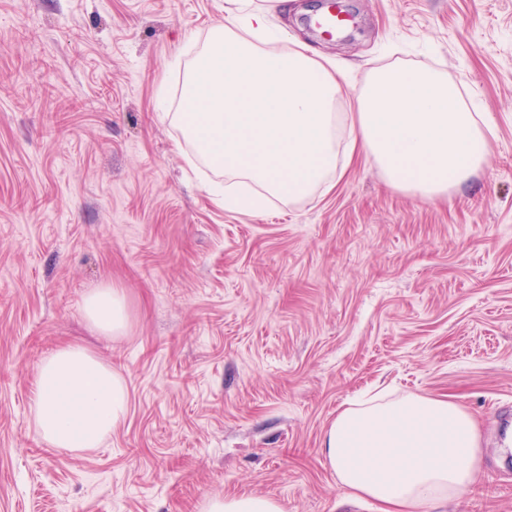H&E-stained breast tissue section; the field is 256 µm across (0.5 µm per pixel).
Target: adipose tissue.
<instances>
[{"mask_svg": "<svg viewBox=\"0 0 512 512\" xmlns=\"http://www.w3.org/2000/svg\"><path fill=\"white\" fill-rule=\"evenodd\" d=\"M270 11L255 0H225L188 63L180 109L161 110L194 156L223 171L212 194L226 209L257 213L270 200L293 203L330 189L363 151L395 189L447 195L486 166L493 119L465 103L443 69L390 63L370 70L353 112L337 102L347 69L287 35L270 37ZM85 315L100 331L126 324L124 295L99 288ZM123 381L81 347L41 364L31 413L57 448H96L126 414ZM321 452L337 481L377 512H438L473 482L482 462L474 416L456 402L409 393L349 401L326 428Z\"/></svg>", "mask_w": 512, "mask_h": 512, "instance_id": "obj_1", "label": "adipose tissue"}]
</instances>
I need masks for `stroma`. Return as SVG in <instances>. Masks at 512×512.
<instances>
[{
  "label": "stroma",
  "instance_id": "35a3bbf8",
  "mask_svg": "<svg viewBox=\"0 0 512 512\" xmlns=\"http://www.w3.org/2000/svg\"><path fill=\"white\" fill-rule=\"evenodd\" d=\"M334 39L288 0L270 20L317 54L442 68L491 113L490 159L431 199L365 156L327 193L224 209L157 113L224 21V0H0V512H375L321 453L374 385L448 396L482 465L447 512H512V0H343ZM124 293L102 335L84 303ZM87 348L129 409L96 448L52 447L29 405L41 362ZM85 315L100 331L119 334L126 324L124 295L112 288H98L85 300ZM208 512H281L280 506L272 499L242 495L225 498L215 496L210 499Z\"/></svg>",
  "mask_w": 512,
  "mask_h": 512
}]
</instances>
